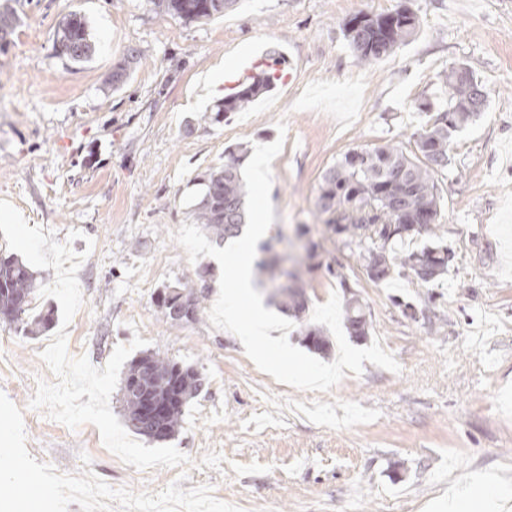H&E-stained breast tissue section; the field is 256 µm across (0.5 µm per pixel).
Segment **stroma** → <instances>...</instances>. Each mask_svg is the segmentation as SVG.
Instances as JSON below:
<instances>
[{"mask_svg":"<svg viewBox=\"0 0 512 512\" xmlns=\"http://www.w3.org/2000/svg\"><path fill=\"white\" fill-rule=\"evenodd\" d=\"M18 27L0 51V198L29 225L84 254L83 303L66 329L70 358L103 367L134 336L145 352L197 369L201 392L171 440L188 464L140 470L90 424L70 429L31 408L56 377L40 353L51 332L0 322V483L10 512L41 473L56 493L43 512H428L469 485L512 497V0H234L203 22L152 0H0ZM419 18L393 54L359 65L345 19L399 6ZM85 15L96 53L75 65L55 48L59 22ZM137 51L128 82L113 64ZM277 56L286 80L227 121L210 116L239 66ZM467 67L487 108L453 140L438 173L439 222L453 253L439 285L406 275L371 281L350 252L323 241L314 207L324 171L358 147L415 153L440 106L442 78ZM285 132H278V123ZM285 143L272 163L270 241L299 225L322 241L319 267H300L308 307L356 294L366 338L401 370L365 364L327 392L277 382L208 315L218 278L201 282L174 235L195 221L198 177L227 147ZM81 236L70 239V231ZM175 286L203 314L173 327L155 305ZM413 305L407 318L403 304Z\"/></svg>","mask_w":512,"mask_h":512,"instance_id":"35a3bbf8","label":"stroma"}]
</instances>
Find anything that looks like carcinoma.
<instances>
[{
  "label": "carcinoma",
  "instance_id": "1",
  "mask_svg": "<svg viewBox=\"0 0 512 512\" xmlns=\"http://www.w3.org/2000/svg\"><path fill=\"white\" fill-rule=\"evenodd\" d=\"M164 13L189 21H207L224 15L231 0H154ZM18 18L7 8L0 11V49L10 43ZM419 27L418 17L406 7L381 14L358 13L344 23L345 37L358 62L369 65L390 55L406 43ZM57 51L73 64L88 61L95 52L88 24L78 12L70 13L57 35ZM135 56L112 67L108 81L112 88L123 86L130 76ZM282 63L269 59L260 65V73L252 81L224 97L217 105L214 120L244 108L259 94L268 91L279 79ZM448 98L443 110L436 113L429 128L416 134L418 154L410 155L402 148L386 143L373 148H357L346 152L322 175L315 200L316 213L329 238L356 256L367 276L374 282L391 277L397 269L412 276L421 286H433L448 273L450 252L442 242V225L438 224L440 197L434 174L448 168V150L453 137L484 111L487 92L464 66L452 68L444 77ZM242 156L227 150L224 165L211 170L202 179V191L194 205L197 222L219 240L237 238L246 223L245 184L240 165ZM265 256L256 260L254 272L258 281L272 283L268 302L280 310L299 314L305 309V296L298 272H277L266 253L269 243L261 247ZM36 277L23 261L11 254L0 253V319L21 327L27 334L45 331L54 321V311H41L28 319ZM188 294L170 286L157 295L156 304L163 318L172 326H183L198 320L200 300L193 297L191 312L183 317L172 314V308ZM24 309L15 314L17 300ZM345 321L351 335L364 337L368 318L358 299L351 297L344 305ZM302 341L306 347L325 354L330 348L327 337L318 328H307ZM150 362L154 374L140 376V368ZM175 363L158 354H146L131 361L125 384L137 379L140 386L155 396L167 393L168 374ZM202 387L200 375L191 367H183L180 399L166 417L167 438L178 431L184 408ZM127 422L142 436H149L140 419L138 397L123 396Z\"/></svg>",
  "mask_w": 512,
  "mask_h": 512
}]
</instances>
